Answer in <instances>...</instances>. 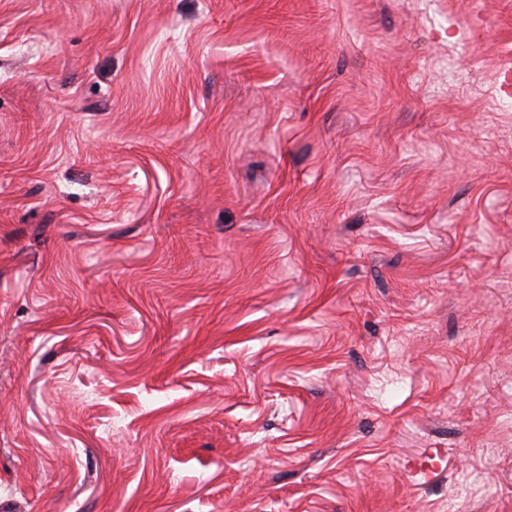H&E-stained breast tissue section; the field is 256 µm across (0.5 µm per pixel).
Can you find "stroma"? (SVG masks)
<instances>
[{"label": "stroma", "instance_id": "1", "mask_svg": "<svg viewBox=\"0 0 512 512\" xmlns=\"http://www.w3.org/2000/svg\"><path fill=\"white\" fill-rule=\"evenodd\" d=\"M508 73L512 0H0V512H512Z\"/></svg>", "mask_w": 512, "mask_h": 512}]
</instances>
